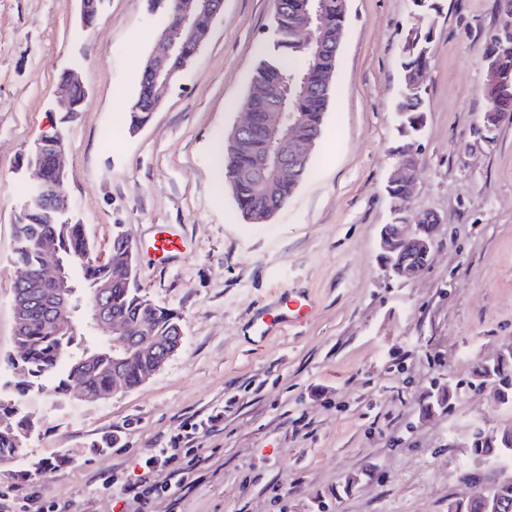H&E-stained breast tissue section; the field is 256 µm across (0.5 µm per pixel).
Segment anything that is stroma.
<instances>
[{"instance_id":"35a3bbf8","label":"stroma","mask_w":512,"mask_h":512,"mask_svg":"<svg viewBox=\"0 0 512 512\" xmlns=\"http://www.w3.org/2000/svg\"><path fill=\"white\" fill-rule=\"evenodd\" d=\"M506 0H439L416 143L414 211L442 222L426 268L391 277L380 231L401 146L395 103L411 0H348L325 132L288 203L264 224L240 215L212 142L272 45L275 0H224L203 47L150 122L129 131L143 62L164 16L148 0H102L81 29L77 0H0V395L16 374L14 222L34 173L19 161L63 130L70 220L98 254L129 237L139 284L184 316V338L138 387L86 401L53 381L19 399L36 429L0 461L16 512H448L487 472L470 436L512 426L473 385L474 363L512 344V124L486 129L490 35ZM77 69L81 111L56 105ZM180 252L154 258L167 232ZM315 307L276 337L253 321L283 293ZM449 407L422 416L433 386ZM175 454L146 468L157 449ZM145 481V493H124Z\"/></svg>"}]
</instances>
